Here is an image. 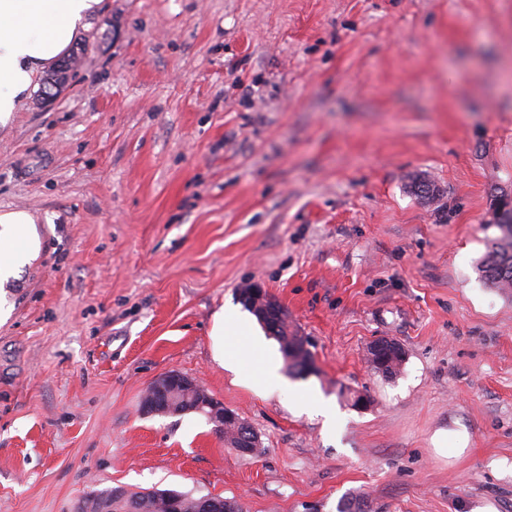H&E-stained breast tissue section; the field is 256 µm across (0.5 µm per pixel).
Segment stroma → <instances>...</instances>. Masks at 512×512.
I'll use <instances>...</instances> for the list:
<instances>
[{
    "mask_svg": "<svg viewBox=\"0 0 512 512\" xmlns=\"http://www.w3.org/2000/svg\"><path fill=\"white\" fill-rule=\"evenodd\" d=\"M76 45L56 98L0 128V211L39 239L0 288V512L117 486L512 512V291L476 271L512 202V0H108ZM253 283L311 354L261 392L253 354L278 343L249 338L232 371L210 334ZM380 338L406 354L391 380ZM169 372L258 455L202 415L144 413ZM292 389L334 402L335 432ZM369 351V361L372 370L387 379L395 378L399 373L404 361L395 347L391 345L383 346L377 352ZM160 380H165L167 383H170L174 385L175 388L178 386L180 387H189L194 388L199 393V399L195 404V407L190 409L189 411H198L195 413L203 412L204 408L209 409L208 416L214 419H219L224 421V416L226 419H236V413L233 412V410L224 407V404L222 402H219L212 398L206 390L200 386L197 382L194 380H191L185 376H182L178 373H168L163 375L159 378ZM206 417L207 421L213 424L214 428L216 426V422L208 418V416L205 413H199ZM224 426L226 427V434L228 435V440L230 442V446H228L224 440V443L226 447L236 451L239 455L247 456L254 454L257 450H254L253 448H259V439L258 436L253 433L252 430L248 426L243 424L244 429L251 432L250 437L248 438L247 442L253 445L254 447L248 448L245 446V439L246 435H242L240 427H237L236 425H226V422L224 421ZM236 449V450H235Z\"/></svg>",
    "mask_w": 512,
    "mask_h": 512,
    "instance_id": "1",
    "label": "stroma"
}]
</instances>
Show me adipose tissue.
Segmentation results:
<instances>
[{
	"label": "adipose tissue",
	"mask_w": 512,
	"mask_h": 512,
	"mask_svg": "<svg viewBox=\"0 0 512 512\" xmlns=\"http://www.w3.org/2000/svg\"><path fill=\"white\" fill-rule=\"evenodd\" d=\"M106 0H0V127L29 102L44 74L52 69L93 19L105 13ZM33 216L24 210L0 211V286L8 282L19 257L34 246ZM213 335L222 339L217 356L234 367L252 328L233 310L214 316Z\"/></svg>",
	"instance_id": "adipose-tissue-1"
}]
</instances>
